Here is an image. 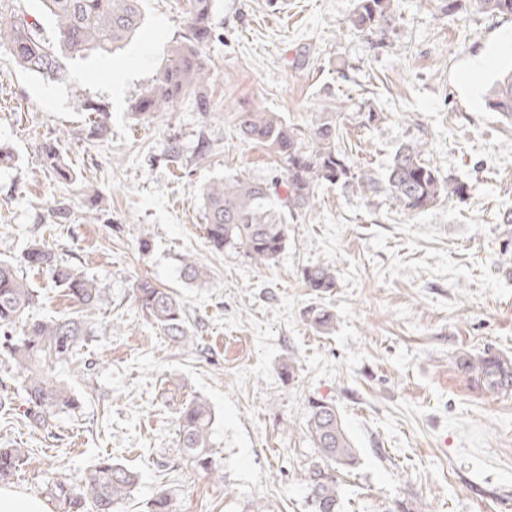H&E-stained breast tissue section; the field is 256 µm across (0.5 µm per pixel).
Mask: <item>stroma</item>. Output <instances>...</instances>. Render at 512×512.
<instances>
[{"instance_id":"35a3bbf8","label":"stroma","mask_w":512,"mask_h":512,"mask_svg":"<svg viewBox=\"0 0 512 512\" xmlns=\"http://www.w3.org/2000/svg\"><path fill=\"white\" fill-rule=\"evenodd\" d=\"M447 5L399 0L378 37L349 25L355 0H214L209 79L151 120L129 105L184 34L187 0H144L145 25L126 47L65 60L59 81L20 72L0 48V141L15 154L0 171V259L43 243L100 290L93 335L76 360L52 367L82 401L52 431L25 422L24 375L0 356V397L10 401L0 448L28 456L11 487L43 499L52 477L78 478L109 457L140 476L117 512H149L159 492L172 512H249L255 502L308 512L318 450L307 408L323 399L358 450L340 474L342 512H512V394L475 388L457 366L487 350L512 355V224L503 221L512 119L486 104L498 67L512 61L503 41L512 16L475 0ZM80 99L108 105L104 139L87 138ZM256 109L304 132L337 112L341 150L377 174L400 146L425 142L426 161L469 192L410 212L378 192L323 186L288 219L275 263L214 250L199 187L239 172L265 182L281 174L235 131L239 114ZM370 111L379 118L368 124ZM55 137L75 184L39 165L41 143ZM59 201L70 221L53 217ZM94 206L95 223L86 218ZM189 254L210 287L181 281ZM318 264L336 274L320 297L301 278ZM20 274L37 294L31 316L76 314L48 270ZM140 279L185 304L194 350L143 317L132 297ZM316 304L336 316L328 332L306 319ZM196 397L216 416L218 480L180 446L178 416Z\"/></svg>"}]
</instances>
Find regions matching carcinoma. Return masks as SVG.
<instances>
[{"label":"carcinoma","instance_id":"1","mask_svg":"<svg viewBox=\"0 0 512 512\" xmlns=\"http://www.w3.org/2000/svg\"><path fill=\"white\" fill-rule=\"evenodd\" d=\"M212 2L191 0L185 36L170 46L149 87L131 104L133 115L151 119L167 112L209 78L202 48L212 39ZM476 3L485 12L512 16V0ZM43 6L54 26L51 37L45 35L37 18L22 10L8 15L0 12V47L7 48L21 71L43 77H59L64 58L121 49L144 23L142 0H43ZM395 15L396 0H356L349 23L361 32L382 34ZM487 101L492 111L512 117V68L496 80ZM76 110L93 116L88 136L102 139L107 135L111 118L108 106L83 99L77 101ZM236 130L240 138L261 144L279 160L284 179L260 182L232 174L201 187L206 236L212 248H238L260 265L276 262L286 247L287 225L282 222L281 210L294 216L311 208L323 185H351L365 192H379L412 212L424 210L442 196L461 199L468 193L465 184L443 179L425 162L424 145L417 141L402 145L380 176L352 166L338 148L335 112L322 116L307 134L289 126L279 115L261 111L241 113ZM40 159L42 166L59 179L76 180L57 141L42 143ZM22 262L49 270L56 286L79 306L75 317L33 320L15 334V325L33 305L35 294L14 263L0 260V355L25 374L23 417L27 424L47 429L59 414L80 407V400L67 386L51 381L43 373L44 364L76 356L81 340L92 331L99 290L82 272L59 262L45 245H32L22 255ZM180 274L195 288L210 285L207 270L190 255L183 259ZM301 277L305 286L318 294L336 287V275L327 266L306 267ZM133 297L147 320L172 341L181 346L191 343L184 307L170 290L142 280L133 288ZM307 317L322 331L333 324V314L323 308H310ZM459 368L485 392H512V357L496 353L467 356L459 360ZM213 423L212 408L201 398L187 404L179 415L180 444L186 461L216 475L219 469L212 458ZM307 430L320 453V461L308 475L309 512H342L336 473L356 465L358 457L336 405L320 399L309 401ZM26 461L24 450L0 448V483L10 482ZM137 481L136 473L104 457L78 479H53L47 491L58 512H114V507L130 496Z\"/></svg>","mask_w":512,"mask_h":512}]
</instances>
